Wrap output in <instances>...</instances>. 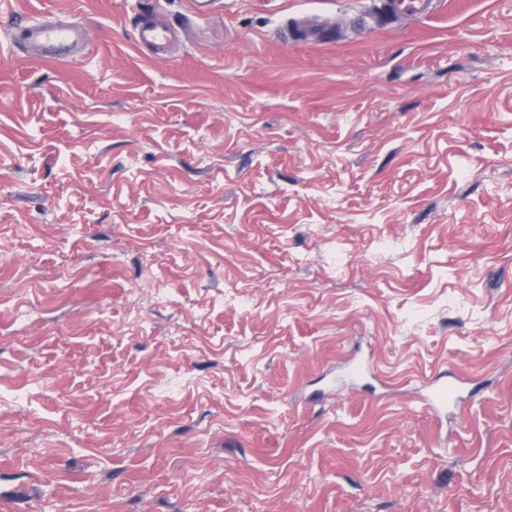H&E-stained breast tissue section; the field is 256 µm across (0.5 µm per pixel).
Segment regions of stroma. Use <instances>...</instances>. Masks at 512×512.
I'll list each match as a JSON object with an SVG mask.
<instances>
[{"label":"stroma","instance_id":"obj_1","mask_svg":"<svg viewBox=\"0 0 512 512\" xmlns=\"http://www.w3.org/2000/svg\"><path fill=\"white\" fill-rule=\"evenodd\" d=\"M384 4L0 0V512H512V0ZM41 57H59L81 38V29L76 25H54L38 23L27 28ZM169 41V29L156 24L144 23L137 31L136 42L138 45H148L155 48L156 53Z\"/></svg>","mask_w":512,"mask_h":512}]
</instances>
